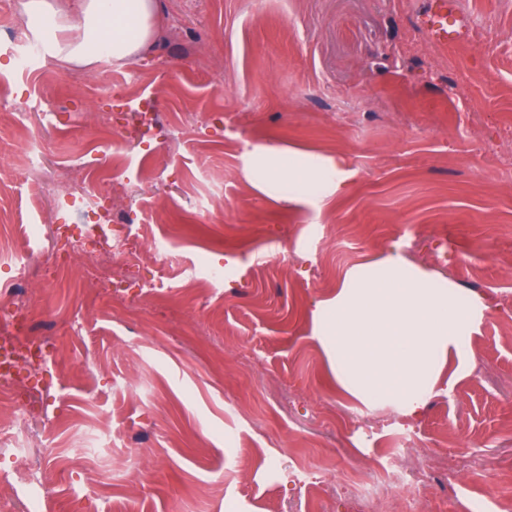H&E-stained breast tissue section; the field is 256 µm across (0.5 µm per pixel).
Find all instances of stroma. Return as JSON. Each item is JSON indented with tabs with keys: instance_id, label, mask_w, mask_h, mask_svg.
Listing matches in <instances>:
<instances>
[{
	"instance_id": "1",
	"label": "stroma",
	"mask_w": 512,
	"mask_h": 512,
	"mask_svg": "<svg viewBox=\"0 0 512 512\" xmlns=\"http://www.w3.org/2000/svg\"><path fill=\"white\" fill-rule=\"evenodd\" d=\"M437 2L159 0L136 65L23 75L4 47L23 28L16 0H0V221L41 256L32 332L56 362L22 397L50 512H410L406 488L377 481L361 500L341 479L380 474L396 433L401 466L432 485L420 512L512 498V176L495 170L512 154V0H446L444 42ZM116 81L188 134L111 144L90 117L123 125L124 98L102 93ZM28 136L77 192L105 199L132 178L138 233L167 239V257L142 252L121 288L84 287L47 234L80 235L89 216L14 170ZM246 140L333 153L355 176L321 213L286 209L247 188ZM395 249L487 305L471 373L411 426L337 391L310 316ZM212 269L239 287L205 282Z\"/></svg>"
}]
</instances>
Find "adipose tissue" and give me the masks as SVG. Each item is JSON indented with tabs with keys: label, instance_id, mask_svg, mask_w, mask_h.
Returning <instances> with one entry per match:
<instances>
[{
	"label": "adipose tissue",
	"instance_id": "1",
	"mask_svg": "<svg viewBox=\"0 0 512 512\" xmlns=\"http://www.w3.org/2000/svg\"><path fill=\"white\" fill-rule=\"evenodd\" d=\"M158 0H18L26 30L50 61L135 64L155 36ZM242 174L285 208L321 210L352 179L334 156L274 143L245 144ZM483 303L449 279L390 252L346 272L312 310L313 335L337 387L368 406L416 419L428 400L469 373L468 341Z\"/></svg>",
	"mask_w": 512,
	"mask_h": 512
}]
</instances>
